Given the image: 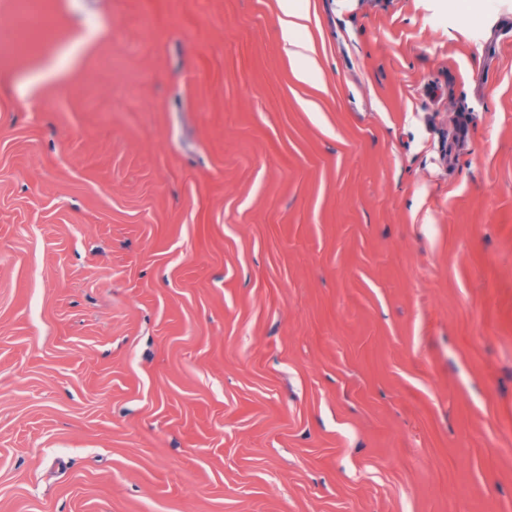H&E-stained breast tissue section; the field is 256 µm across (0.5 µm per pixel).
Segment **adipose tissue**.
Returning <instances> with one entry per match:
<instances>
[{"mask_svg": "<svg viewBox=\"0 0 512 512\" xmlns=\"http://www.w3.org/2000/svg\"><path fill=\"white\" fill-rule=\"evenodd\" d=\"M278 6L279 37L293 74L299 82L318 86L319 67L309 31L315 8L311 0H278Z\"/></svg>", "mask_w": 512, "mask_h": 512, "instance_id": "adipose-tissue-1", "label": "adipose tissue"}]
</instances>
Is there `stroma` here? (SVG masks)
I'll return each mask as SVG.
<instances>
[{"instance_id":"obj_1","label":"stroma","mask_w":512,"mask_h":512,"mask_svg":"<svg viewBox=\"0 0 512 512\" xmlns=\"http://www.w3.org/2000/svg\"><path fill=\"white\" fill-rule=\"evenodd\" d=\"M315 3L0 0V512H512V0ZM280 15L279 37L283 52L293 63V74L302 83L322 89L316 50L309 31L312 14L311 0H278Z\"/></svg>"}]
</instances>
